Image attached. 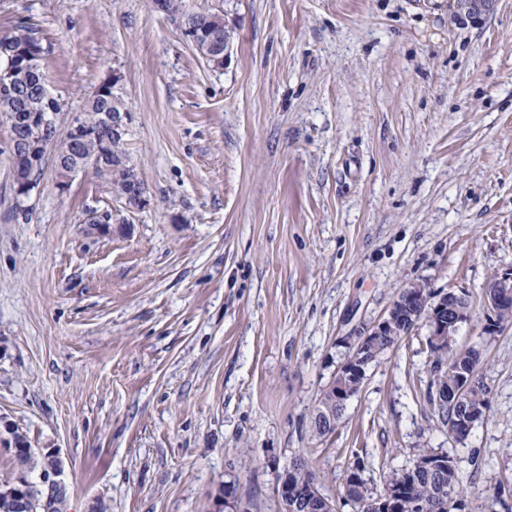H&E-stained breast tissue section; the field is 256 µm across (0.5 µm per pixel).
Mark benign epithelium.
Segmentation results:
<instances>
[{
  "mask_svg": "<svg viewBox=\"0 0 512 512\" xmlns=\"http://www.w3.org/2000/svg\"><path fill=\"white\" fill-rule=\"evenodd\" d=\"M494 0H460L464 17L461 21L476 23L493 7ZM204 21V13L192 12L187 15L184 22L183 35L189 41H194L200 36H208L217 42L218 56L215 58V66L224 65L228 57L229 38L219 41V35L209 31ZM37 54L25 46H20L7 57L5 65L0 66V91L13 93L14 81L17 72L21 68L36 65ZM130 112L123 108H115L103 113L104 124L112 133V140L122 139L128 131ZM88 135V129L83 123L82 116L76 114L71 117L64 128H58L53 121L42 112L29 113L28 125L24 133L14 136L10 141L11 164L13 170L14 194L19 203L30 196L36 188L37 176L43 171L46 158L58 153V144H66L69 157L72 158L68 166V177L64 181H56L58 191H68L73 178L86 171L95 168L99 164V158L78 156V145ZM125 206L138 208L146 203L145 193L141 179L132 177L129 179L128 193L124 199ZM512 298V268L495 273L485 286L483 301L488 313V322L484 326V332L492 334L500 329L497 322L499 307L506 298ZM470 319L469 303L467 299L452 291L435 295L430 290L413 289L408 286L393 302L385 315L375 321L369 327L359 332L350 343V354L336 371V377L341 379L337 385L331 386L336 398L345 402L350 394L360 387L366 364L372 359L379 338L382 336L399 335L398 325L406 323L409 328L424 323L429 329L430 352L437 358L450 350H458L456 337L461 326ZM477 363L471 362L466 366L459 377V388L455 391L443 389L439 398L446 400L450 397L460 398L464 392L471 388L474 381V369ZM46 459V465L39 473L38 494L31 498L26 490L16 488L11 494L16 500L18 512H58L62 507V499L67 494V487L62 479L63 460L59 450L54 448L30 449ZM277 495L281 512H293V499L288 494V472H283L279 477ZM381 504L388 502L396 504V512H408L416 509V505L407 504L397 499V494L391 486L386 484L378 493Z\"/></svg>",
  "mask_w": 512,
  "mask_h": 512,
  "instance_id": "benign-epithelium-1",
  "label": "benign epithelium"
}]
</instances>
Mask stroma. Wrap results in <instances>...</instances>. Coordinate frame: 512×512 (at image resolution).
<instances>
[{"instance_id":"stroma-1","label":"stroma","mask_w":512,"mask_h":512,"mask_svg":"<svg viewBox=\"0 0 512 512\" xmlns=\"http://www.w3.org/2000/svg\"><path fill=\"white\" fill-rule=\"evenodd\" d=\"M223 17L203 59L150 0H0L37 30L67 113L107 75L132 114L145 206L45 169L19 212L0 123V487L19 429L59 449L64 512H213L228 488L279 512L293 457L336 495L361 457L382 489L417 449L447 452L472 512H512V325L484 287L512 267V0H183ZM112 210L129 233L86 234ZM465 293L483 424L448 436L424 393L428 330L367 371L334 434L311 426L349 343L406 287Z\"/></svg>"}]
</instances>
